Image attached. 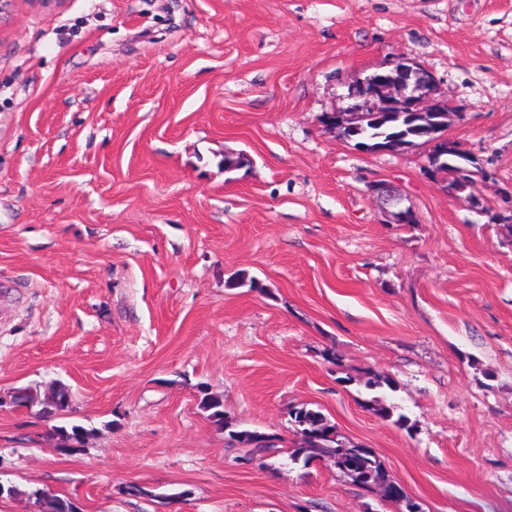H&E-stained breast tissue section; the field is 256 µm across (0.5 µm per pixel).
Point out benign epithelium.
Here are the masks:
<instances>
[{
  "label": "benign epithelium",
  "instance_id": "1",
  "mask_svg": "<svg viewBox=\"0 0 512 512\" xmlns=\"http://www.w3.org/2000/svg\"><path fill=\"white\" fill-rule=\"evenodd\" d=\"M355 103L347 112H333L324 118L325 125L339 136L345 130H361L354 122V113H363L371 120L379 112H407L432 126L427 143L428 167L431 174L454 197H464L476 210L483 203L475 193L477 172L471 169L469 154L453 139L448 138L450 118L447 96L434 77L424 68L405 58H394L380 66V71L359 81L351 90ZM372 192L383 206L385 222L413 224L416 221L411 206L388 182H378Z\"/></svg>",
  "mask_w": 512,
  "mask_h": 512
}]
</instances>
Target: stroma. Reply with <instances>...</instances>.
<instances>
[{"label":"stroma","mask_w":512,"mask_h":512,"mask_svg":"<svg viewBox=\"0 0 512 512\" xmlns=\"http://www.w3.org/2000/svg\"><path fill=\"white\" fill-rule=\"evenodd\" d=\"M395 57L445 91L483 213L427 146L324 126ZM232 153L249 164L225 171ZM383 180L415 223L384 222ZM509 222L512 0H8L0 512L35 490L83 512H405L332 458L241 461L203 387L282 450L289 410L320 411L423 512H512ZM369 373L407 427L366 407ZM57 385L63 414L4 403ZM68 423L81 453L49 437Z\"/></svg>","instance_id":"1"}]
</instances>
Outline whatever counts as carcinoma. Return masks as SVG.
Returning <instances> with one entry per match:
<instances>
[{"label":"carcinoma","instance_id":"cac0c4a2","mask_svg":"<svg viewBox=\"0 0 512 512\" xmlns=\"http://www.w3.org/2000/svg\"><path fill=\"white\" fill-rule=\"evenodd\" d=\"M363 129L362 141L369 144L372 150L395 137L406 143L422 139L418 131L405 121L391 123L377 120L365 123ZM26 392L29 403L42 407L48 415L68 411L65 404L59 406L44 403L41 394L30 388L26 389ZM365 404L381 419L388 420L393 417L394 407L385 405L375 398L365 401ZM199 406L208 413V417L219 429L227 432L232 442L245 449L246 461L256 459L260 465H265L264 454L276 448L274 443L268 441V437L256 431L238 428L237 424L226 418L223 398L206 389L201 391ZM289 416L294 431L301 434V437L299 447L285 451L288 461L306 465L313 459L334 457L337 459L339 471L355 484L369 491L377 488L397 500L404 498L400 485L386 477L379 459L369 449L349 441L321 412L302 406L292 409ZM395 423L405 427L407 417L400 414L395 418Z\"/></svg>","mask_w":512,"mask_h":512}]
</instances>
